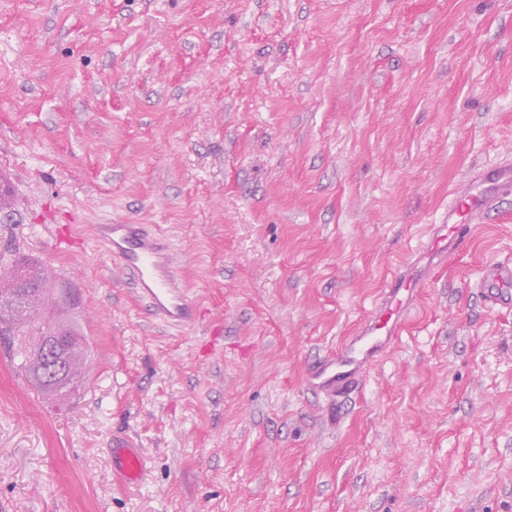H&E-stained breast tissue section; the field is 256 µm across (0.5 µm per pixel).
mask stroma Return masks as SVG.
<instances>
[{
	"mask_svg": "<svg viewBox=\"0 0 512 512\" xmlns=\"http://www.w3.org/2000/svg\"><path fill=\"white\" fill-rule=\"evenodd\" d=\"M512 160V0H0V262L76 294L68 398L0 344V512H512V195L359 393L309 390L474 168ZM171 236L152 316L95 224ZM151 481L112 477V440ZM491 309H512V262H492L477 282Z\"/></svg>",
	"mask_w": 512,
	"mask_h": 512,
	"instance_id": "1",
	"label": "stroma"
}]
</instances>
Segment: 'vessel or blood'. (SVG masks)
Masks as SVG:
<instances>
[{
  "instance_id": "1",
  "label": "vessel or blood",
  "mask_w": 512,
  "mask_h": 512,
  "mask_svg": "<svg viewBox=\"0 0 512 512\" xmlns=\"http://www.w3.org/2000/svg\"><path fill=\"white\" fill-rule=\"evenodd\" d=\"M504 191L512 193L511 162L465 178L429 245L418 248L422 263H406L395 272L356 335L309 371L310 388L333 400L359 387L370 369L400 342L402 326L416 295L428 281L431 265L448 260L459 251L462 232L484 222ZM95 240L120 264L153 315L174 327L196 324L198 305L183 283L168 236L142 224H99L95 227ZM477 286L489 308L511 310L512 262L490 263ZM146 471L147 458L134 442L113 440L112 474L117 481L131 488L141 487Z\"/></svg>"
}]
</instances>
